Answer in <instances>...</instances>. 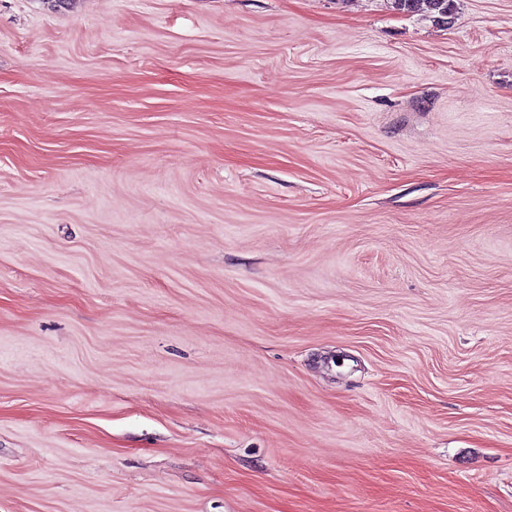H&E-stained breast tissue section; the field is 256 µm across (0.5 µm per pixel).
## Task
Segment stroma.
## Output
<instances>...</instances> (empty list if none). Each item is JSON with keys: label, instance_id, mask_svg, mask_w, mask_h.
<instances>
[{"label": "stroma", "instance_id": "stroma-1", "mask_svg": "<svg viewBox=\"0 0 512 512\" xmlns=\"http://www.w3.org/2000/svg\"><path fill=\"white\" fill-rule=\"evenodd\" d=\"M0 512H512V0H0ZM399 10H426L448 17L453 10L454 0H393Z\"/></svg>", "mask_w": 512, "mask_h": 512}]
</instances>
